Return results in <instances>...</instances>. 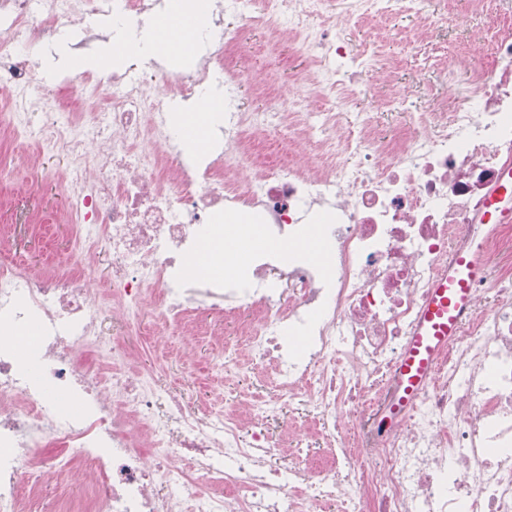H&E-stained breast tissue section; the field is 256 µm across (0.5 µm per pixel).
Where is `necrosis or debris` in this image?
Listing matches in <instances>:
<instances>
[{"label":"necrosis or debris","mask_w":512,"mask_h":512,"mask_svg":"<svg viewBox=\"0 0 512 512\" xmlns=\"http://www.w3.org/2000/svg\"><path fill=\"white\" fill-rule=\"evenodd\" d=\"M152 6L0 0V129L43 154L67 149L70 228L65 260L40 270L0 259V512H38L44 484L73 480L87 497L60 512H512V225L484 218L512 171V30L498 25L512 0H474L479 29L445 0H224V36L192 71L114 73L109 106L83 117L70 92L93 77L64 79L52 96L37 87L30 52L61 24L129 22ZM402 12L417 20L409 50L449 22L491 63L469 65L453 99L384 135L372 113L346 110L368 63L344 33ZM255 31L272 53L289 45L303 59L291 92L260 110L235 104L221 151L182 160L167 93L195 99L217 69L248 82ZM330 96L336 111L309 109ZM270 127L317 153L250 162L245 133ZM242 211L257 212L275 248L234 287L187 279L201 238L224 233L217 215ZM460 254L479 256L484 274L432 379L404 399L396 363ZM201 311L214 356L246 351L274 393L190 406L142 367V351L167 358L168 336L191 335ZM293 400L313 429L266 434ZM315 430L332 463L281 479L273 458Z\"/></svg>","instance_id":"necrosis-or-debris-1"}]
</instances>
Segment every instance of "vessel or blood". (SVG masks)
<instances>
[{"instance_id":"obj_1","label":"vessel or blood","mask_w":512,"mask_h":512,"mask_svg":"<svg viewBox=\"0 0 512 512\" xmlns=\"http://www.w3.org/2000/svg\"><path fill=\"white\" fill-rule=\"evenodd\" d=\"M496 222L512 221V173L490 196ZM483 271L473 256L457 257L446 275L438 279L411 342L402 354L398 372L407 393H414L431 376L440 352L455 332L460 311L469 301V283Z\"/></svg>"}]
</instances>
